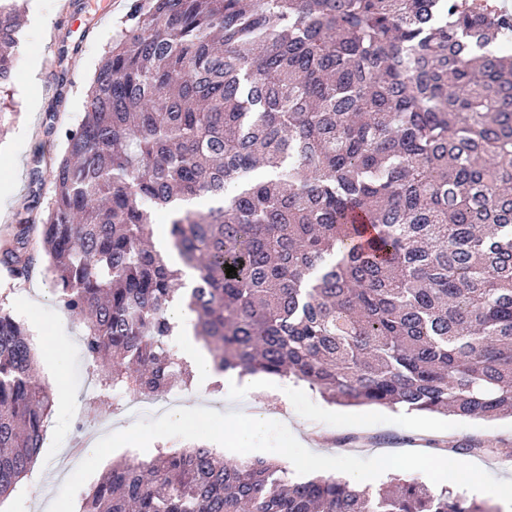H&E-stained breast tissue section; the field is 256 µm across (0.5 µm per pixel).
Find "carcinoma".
Returning a JSON list of instances; mask_svg holds the SVG:
<instances>
[{
    "label": "carcinoma",
    "instance_id": "1",
    "mask_svg": "<svg viewBox=\"0 0 512 512\" xmlns=\"http://www.w3.org/2000/svg\"><path fill=\"white\" fill-rule=\"evenodd\" d=\"M19 12L0 0V88ZM508 43L491 0H131L54 194L28 197L0 265L27 279L45 261L86 357L110 360L103 398L189 381L167 343L181 270L151 243L162 211L217 373L288 375L345 406L512 414ZM37 364L0 307V503L42 447ZM80 512L493 508L416 478L292 481L189 443L112 464Z\"/></svg>",
    "mask_w": 512,
    "mask_h": 512
}]
</instances>
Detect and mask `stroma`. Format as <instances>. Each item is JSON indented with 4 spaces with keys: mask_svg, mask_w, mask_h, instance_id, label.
<instances>
[{
    "mask_svg": "<svg viewBox=\"0 0 512 512\" xmlns=\"http://www.w3.org/2000/svg\"><path fill=\"white\" fill-rule=\"evenodd\" d=\"M130 0H25L26 26L15 79L0 95V106L11 112V123L0 129V236L19 228V212L32 192L43 199L54 193L52 165L67 149L65 129L77 126L85 111L89 83L124 19ZM67 81L58 84V73ZM54 134H47V127ZM40 168L42 180L32 183ZM0 306L24 324L37 340L40 376L56 393L43 444L34 470L10 498L7 512H48L61 477L58 459L74 421L92 426L106 404L86 399L93 363L84 354L78 320L59 305L50 280L36 274L28 281H10L0 268ZM179 395L185 406L204 401L221 412L259 408L263 417L291 426L297 440L315 453H335L341 441L370 458L383 452L427 451L424 436L444 430L438 449L465 439L492 445V454L469 460L499 479H512V418L461 419L435 413H410L376 405L344 407L325 400L307 384L270 376L264 391L254 393L190 383Z\"/></svg>",
    "mask_w": 512,
    "mask_h": 512,
    "instance_id": "obj_1",
    "label": "stroma"
}]
</instances>
